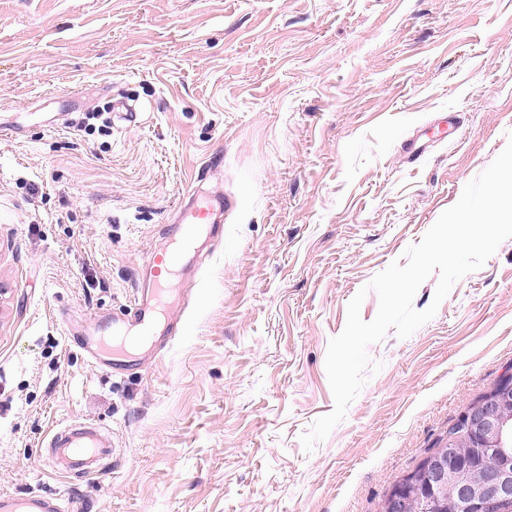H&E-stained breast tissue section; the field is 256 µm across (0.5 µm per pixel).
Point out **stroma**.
<instances>
[{
    "label": "stroma",
    "mask_w": 512,
    "mask_h": 512,
    "mask_svg": "<svg viewBox=\"0 0 512 512\" xmlns=\"http://www.w3.org/2000/svg\"><path fill=\"white\" fill-rule=\"evenodd\" d=\"M511 132L512 0H0V494L378 512L512 368V238L369 347L381 370L308 452L328 344ZM199 188L234 208L182 330L112 375L70 329L133 302ZM71 420L111 433L101 473L49 468Z\"/></svg>",
    "instance_id": "stroma-1"
}]
</instances>
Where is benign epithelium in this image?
<instances>
[{"mask_svg":"<svg viewBox=\"0 0 512 512\" xmlns=\"http://www.w3.org/2000/svg\"><path fill=\"white\" fill-rule=\"evenodd\" d=\"M512 381L473 403L426 463L383 499L380 512H504L512 503Z\"/></svg>","mask_w":512,"mask_h":512,"instance_id":"benign-epithelium-1","label":"benign epithelium"}]
</instances>
